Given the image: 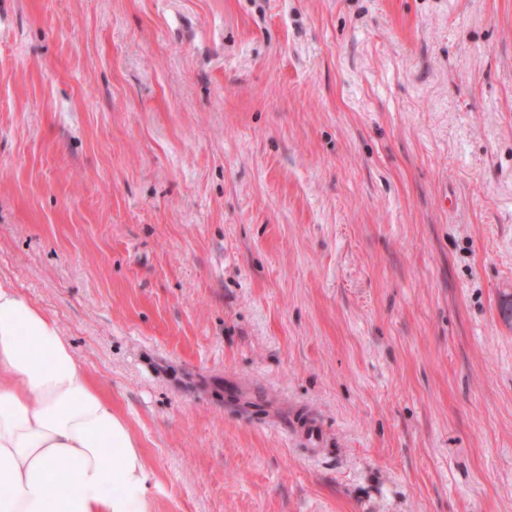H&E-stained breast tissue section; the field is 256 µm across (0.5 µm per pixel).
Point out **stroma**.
Segmentation results:
<instances>
[{
    "label": "stroma",
    "mask_w": 512,
    "mask_h": 512,
    "mask_svg": "<svg viewBox=\"0 0 512 512\" xmlns=\"http://www.w3.org/2000/svg\"><path fill=\"white\" fill-rule=\"evenodd\" d=\"M0 280L154 512H512V0H0Z\"/></svg>",
    "instance_id": "obj_1"
}]
</instances>
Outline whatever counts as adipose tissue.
<instances>
[{"instance_id":"obj_1","label":"adipose tissue","mask_w":512,"mask_h":512,"mask_svg":"<svg viewBox=\"0 0 512 512\" xmlns=\"http://www.w3.org/2000/svg\"><path fill=\"white\" fill-rule=\"evenodd\" d=\"M151 480L69 339L0 281V512H153Z\"/></svg>"}]
</instances>
